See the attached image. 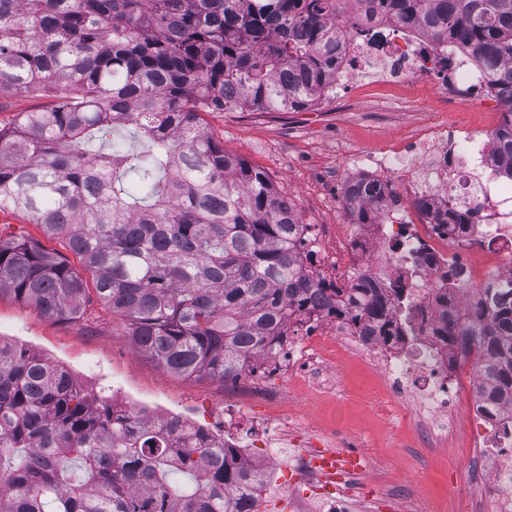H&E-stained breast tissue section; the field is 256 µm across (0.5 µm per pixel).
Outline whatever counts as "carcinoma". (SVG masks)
I'll return each mask as SVG.
<instances>
[{
    "label": "carcinoma",
    "instance_id": "1",
    "mask_svg": "<svg viewBox=\"0 0 512 512\" xmlns=\"http://www.w3.org/2000/svg\"><path fill=\"white\" fill-rule=\"evenodd\" d=\"M438 42L467 46L508 106L495 158L512 177V0H358ZM345 0H0V97L48 95L0 128V207L24 211L69 259L0 238V294L60 322L91 298L134 348L185 376L236 380L294 316L323 307L357 336H405L365 275L349 288L303 267L292 204L224 151L204 112L298 111L336 73ZM133 124L139 147L114 138ZM375 223L381 190L344 191ZM485 353L484 400L512 392V280L439 328ZM252 468L177 416L120 412L64 367L0 343V512H243Z\"/></svg>",
    "mask_w": 512,
    "mask_h": 512
}]
</instances>
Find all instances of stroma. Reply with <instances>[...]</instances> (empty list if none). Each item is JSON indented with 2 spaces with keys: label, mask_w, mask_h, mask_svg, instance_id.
Wrapping results in <instances>:
<instances>
[{
  "label": "stroma",
  "mask_w": 512,
  "mask_h": 512,
  "mask_svg": "<svg viewBox=\"0 0 512 512\" xmlns=\"http://www.w3.org/2000/svg\"><path fill=\"white\" fill-rule=\"evenodd\" d=\"M507 107L491 101L452 106L432 81L403 88L365 86L317 109L295 112H210L207 129L228 153L265 171L290 200L300 223L336 225L349 218L337 197L348 155H375L425 124L448 121L464 130L498 127ZM0 341L23 344L69 369L88 393L118 395L158 416L181 415L224 434L246 432L266 414L262 403L209 377L170 373L136 351L125 321L97 310L94 322H57L34 306L0 295ZM332 390L285 380L276 388L289 412L317 433H335L336 450L357 444L366 469L358 476L356 512H491L474 459L456 439L440 448L417 444L413 418L389 420L379 377L359 358L337 355Z\"/></svg>",
  "instance_id": "obj_1"
}]
</instances>
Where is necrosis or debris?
Here are the masks:
<instances>
[{
  "mask_svg": "<svg viewBox=\"0 0 512 512\" xmlns=\"http://www.w3.org/2000/svg\"><path fill=\"white\" fill-rule=\"evenodd\" d=\"M373 30L382 35L381 44L345 37V51L320 102L352 92L365 75L381 87L430 79L449 100L466 106L496 97L490 74L457 45L434 44L384 15L376 17ZM494 137L491 128L462 131L436 124L394 150L349 158L344 185L373 182L381 187L377 221L351 225L350 240L339 254L323 245L314 225H302L304 250L327 280L341 277L350 285L369 270L382 285L402 282L411 300L405 315L416 335L388 343L377 336L365 339L315 314L305 322L304 340L284 337L264 367L304 376L325 366L337 347L353 346L382 373L391 407H414L427 441L447 439L449 430L469 421L478 433L469 447H477L482 438L498 440V447L479 460L482 486L494 491L496 512H512V406L487 413L477 375L462 371L459 352L449 350L436 334L446 312L479 299L491 277L512 278V179L502 175L494 159ZM456 214L464 218L465 235L447 224ZM454 270L463 273L456 289L448 284ZM257 392L267 402L264 420L274 426V434L258 439L228 433L225 446L247 463L253 448L263 445L268 468L281 464L298 478L317 480L318 462L332 447L333 436H320L319 446H312L315 438L289 414L275 388L261 384ZM328 486L320 497L297 502L295 512H351L349 480L338 475Z\"/></svg>",
  "mask_w": 512,
  "mask_h": 512,
  "instance_id": "1",
  "label": "necrosis or debris"
}]
</instances>
